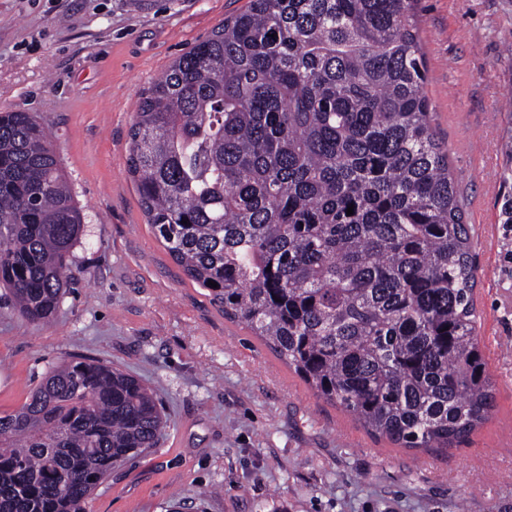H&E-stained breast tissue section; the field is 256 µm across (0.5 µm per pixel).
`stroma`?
<instances>
[{
	"label": "stroma",
	"instance_id": "obj_1",
	"mask_svg": "<svg viewBox=\"0 0 512 512\" xmlns=\"http://www.w3.org/2000/svg\"><path fill=\"white\" fill-rule=\"evenodd\" d=\"M248 0H0V111L52 134L84 216L51 323L0 288V412L98 360L168 427L85 512H512V0H418L432 126L472 229L476 331L497 408L445 451L400 448L317 397L190 281L128 170L136 104Z\"/></svg>",
	"mask_w": 512,
	"mask_h": 512
}]
</instances>
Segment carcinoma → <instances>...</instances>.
<instances>
[{"label": "carcinoma", "instance_id": "cac0c4a2", "mask_svg": "<svg viewBox=\"0 0 512 512\" xmlns=\"http://www.w3.org/2000/svg\"><path fill=\"white\" fill-rule=\"evenodd\" d=\"M416 2L248 0L144 91L128 164L148 223L225 317L368 431L430 451L496 404ZM82 232L45 128L0 112V288L27 321L53 317ZM167 424L122 370L55 367L0 414V512H84Z\"/></svg>", "mask_w": 512, "mask_h": 512}]
</instances>
